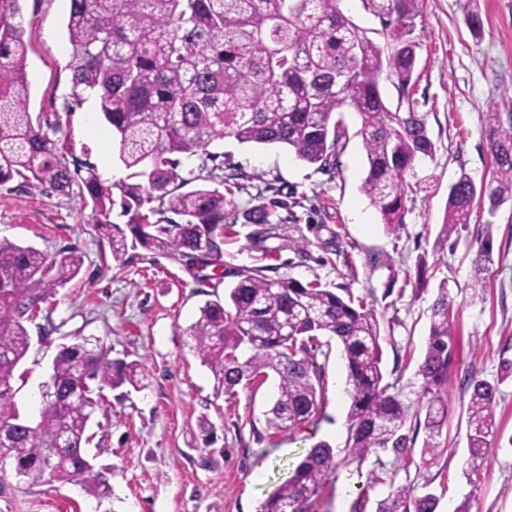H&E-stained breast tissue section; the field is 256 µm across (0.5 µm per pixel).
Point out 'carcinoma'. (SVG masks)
I'll list each match as a JSON object with an SVG mask.
<instances>
[{
  "label": "carcinoma",
  "instance_id": "obj_1",
  "mask_svg": "<svg viewBox=\"0 0 512 512\" xmlns=\"http://www.w3.org/2000/svg\"><path fill=\"white\" fill-rule=\"evenodd\" d=\"M21 0H0V185L14 176L31 178L68 195L82 184L99 214L120 204L123 224L99 221L112 259L123 261L128 247L158 255L197 258L205 266L223 257L224 227L244 220L254 248L284 237L283 221L264 204L240 208L236 193L246 189L242 171L222 176L216 140L278 144L320 169L334 165L345 136L336 112L359 115L356 135L366 150L362 191L387 227L402 223L405 175L415 159L435 150L426 115L413 107L390 109L381 94L382 76L400 97H410L416 70L413 33L417 0H361L380 19L378 42L337 7L338 0H70L66 32L73 95L90 91L99 114L112 127L128 179L110 187L84 161L70 160L45 129H60V116L35 119L29 112ZM493 158L489 180L474 189L466 176L448 193L446 217L435 246L470 223L474 208L493 213L512 201V122L486 113ZM196 161L184 169L183 160ZM216 182L224 189L192 181ZM120 200L113 199L112 189ZM172 212L182 218L154 219ZM493 262L490 242L473 260L479 278ZM82 255L63 248L50 255L32 246L0 240V459L32 483L45 474L78 480L103 500L109 479L94 470L85 444L89 421L106 388L140 389L146 363L114 360L97 344H63L53 359L54 398L42 404L39 421L22 417L14 381L30 349L25 323L76 277ZM263 266H224V301H208L186 330L202 365L224 391L278 379L269 410L273 427L301 424L318 414L323 400V367L316 359L320 336L342 347L351 404L345 444L349 461L369 454L399 455L414 444L403 432L408 408L384 381L380 329L374 309L354 303L317 282L271 278ZM454 357L448 294L432 306L428 343L418 366L420 388L429 405L417 468L429 472L441 450L437 438L448 421L444 397ZM472 388L466 413L468 465L478 469L498 434L497 387L483 380ZM343 460L325 442L309 449L294 473L264 502L262 512H306ZM431 492L414 495L390 483L375 512H435Z\"/></svg>",
  "mask_w": 512,
  "mask_h": 512
}]
</instances>
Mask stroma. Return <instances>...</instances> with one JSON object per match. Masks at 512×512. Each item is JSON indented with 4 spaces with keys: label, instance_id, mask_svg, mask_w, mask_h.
Segmentation results:
<instances>
[{
    "label": "stroma",
    "instance_id": "stroma-1",
    "mask_svg": "<svg viewBox=\"0 0 512 512\" xmlns=\"http://www.w3.org/2000/svg\"><path fill=\"white\" fill-rule=\"evenodd\" d=\"M464 0H419L414 37L420 44L410 101L425 114L433 157L417 159L407 180L403 222L386 228L361 186L366 151L359 119L342 112L346 128L336 165L328 170L298 160L280 145L241 144L227 138L210 146L225 166L248 175L238 193L241 208L281 201L276 214L286 228L269 253L253 249L250 225L224 231L223 261L262 266L269 277L317 281L344 288L372 307L380 325L383 369L408 407V427L424 420L427 399L416 376L424 354L431 307L448 293L455 355L448 373V423L443 452L429 474L419 475V448L404 456L382 452L361 465L339 467L310 500L308 512H350L354 501L374 512L388 482L422 493L430 483L437 512H512V202L495 214L474 211L439 248L448 191L461 176L482 183L492 172L485 114L497 108L512 116V0H480V33L465 23ZM27 43V83L32 115H59L55 138L94 165L104 183L128 172L118 157L111 128L92 98L73 102L64 24L69 0H21ZM92 203L79 193L64 196L32 180L14 177L0 186V239L47 253L76 248L78 276L29 323L31 347L14 381L20 413L38 420L41 391L49 381L60 344L74 337L111 347L112 358L141 359L148 369L141 390H105L91 417L89 458L110 474L109 498L95 501L73 482L30 483L12 467L0 470V512H259L266 498L317 442L343 451L347 438V373L337 343L320 347L325 400L315 418L294 428H273L267 412L276 379L224 392L195 355L187 328L206 301L223 297L202 267L181 256L129 251L123 265L104 266L108 245L96 231ZM491 239L493 263L475 280L480 241ZM428 284L414 285L418 268ZM208 283H198V275ZM498 387V436L487 462L471 471L466 448L465 377ZM214 426L204 444L197 420Z\"/></svg>",
    "mask_w": 512,
    "mask_h": 512
}]
</instances>
